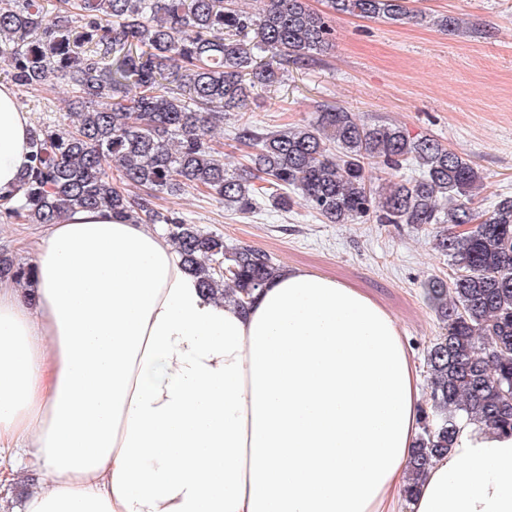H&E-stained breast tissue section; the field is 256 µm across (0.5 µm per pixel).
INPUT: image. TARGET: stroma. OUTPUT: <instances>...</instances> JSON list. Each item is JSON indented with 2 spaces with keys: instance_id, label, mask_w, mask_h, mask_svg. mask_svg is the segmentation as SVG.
Returning <instances> with one entry per match:
<instances>
[{
  "instance_id": "stroma-1",
  "label": "stroma",
  "mask_w": 512,
  "mask_h": 512,
  "mask_svg": "<svg viewBox=\"0 0 512 512\" xmlns=\"http://www.w3.org/2000/svg\"><path fill=\"white\" fill-rule=\"evenodd\" d=\"M333 28L334 47L304 67L289 66L278 83L259 88L244 112L224 119L211 137L228 168L244 161L234 139L247 120L263 129L305 125L326 106L348 108L364 123L400 124L475 163L484 205L512 194V0H411L434 16L463 19L448 33L425 23H391L333 12L310 0ZM33 124L66 121L65 86L17 93ZM228 246L251 245L281 266L306 268L368 294L398 321L417 362L442 332L422 285L447 276L448 259L426 230L409 224H329L303 207L289 213L240 214L213 193L185 188L158 200ZM41 224L0 223V252L28 265Z\"/></svg>"
}]
</instances>
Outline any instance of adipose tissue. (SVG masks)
I'll return each mask as SVG.
<instances>
[{
    "mask_svg": "<svg viewBox=\"0 0 512 512\" xmlns=\"http://www.w3.org/2000/svg\"><path fill=\"white\" fill-rule=\"evenodd\" d=\"M30 130L0 82V195ZM425 397L359 289L287 266L244 311L106 210L71 211L26 280L0 279V482H27L22 512H396ZM406 512H512V439L463 427Z\"/></svg>",
    "mask_w": 512,
    "mask_h": 512,
    "instance_id": "ef3b65f1",
    "label": "adipose tissue"
}]
</instances>
